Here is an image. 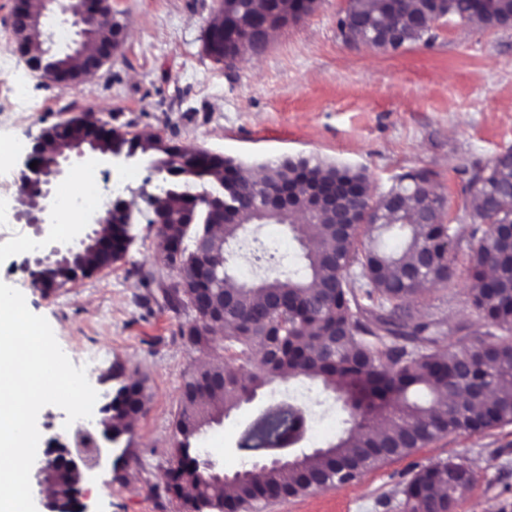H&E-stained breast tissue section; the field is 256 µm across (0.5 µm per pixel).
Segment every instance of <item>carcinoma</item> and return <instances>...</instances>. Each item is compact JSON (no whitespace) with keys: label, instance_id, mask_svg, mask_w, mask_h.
<instances>
[{"label":"carcinoma","instance_id":"cac0c4a2","mask_svg":"<svg viewBox=\"0 0 512 512\" xmlns=\"http://www.w3.org/2000/svg\"><path fill=\"white\" fill-rule=\"evenodd\" d=\"M315 0H223L205 33V51L217 63L234 60V47L253 41L267 26L285 27L314 10ZM448 16L478 20L487 28L512 22V0H348L337 26L349 43L389 48L431 39V26L417 27L420 17ZM19 45L42 38L26 18L13 21ZM77 59L61 55L30 67L51 81L70 72ZM75 140H88L103 153L148 155L167 174L165 185L148 200L165 219V253L161 262L178 270V279L160 288L164 305L181 314L198 303L195 319L182 323L178 335L200 350L214 349L213 333L224 332V355L201 366L182 384L177 441L165 491L184 499L193 512H257L258 504L278 497L307 494L314 487L347 482L389 461L412 454L451 434L482 433L512 423V162L496 156L469 172L464 185L470 217V301L486 330L465 331L445 351L435 349L444 336L441 322H413L403 317L407 302L437 282L455 277L448 254L458 238L445 223V198L430 188L432 173L415 169L400 174L374 202L366 174L320 160L282 159L252 179L232 158L204 149L182 148L159 138H143L106 124L71 122L52 125L31 147L28 158L39 164ZM51 144L45 149L44 144ZM202 190L192 192L194 185ZM335 184L342 191L348 224L339 227L327 211L292 228L299 242L320 240L321 249L303 248L301 261L282 267L272 279L240 281L229 266L228 246L253 224H292L290 210L267 213L260 198L294 191V205H307V190ZM224 201V211L210 210L206 195ZM103 217V228L67 257L34 270V284L54 288L90 276L121 259L130 241L124 206L116 200ZM220 229L217 235L214 229ZM385 233L399 238L393 251L375 244ZM206 241L199 251L195 238ZM361 269L357 277L354 269ZM272 291L288 295L284 310L266 306ZM224 302V324L211 327L210 309ZM307 376L332 390L351 409L352 424L337 441L303 454L288 467H251L233 484L207 478L193 443L205 426L217 422L275 378ZM124 367L113 366L118 381L109 404L101 407L103 434L114 439L127 432L123 422L145 409L139 381L124 383ZM474 385L488 389L482 398H451ZM271 412L245 437L252 450L271 439L284 423ZM475 473L463 462L448 460L425 466L403 486L405 512H454L457 496L469 489ZM56 495L70 499L78 476L61 462L54 478Z\"/></svg>","mask_w":512,"mask_h":512}]
</instances>
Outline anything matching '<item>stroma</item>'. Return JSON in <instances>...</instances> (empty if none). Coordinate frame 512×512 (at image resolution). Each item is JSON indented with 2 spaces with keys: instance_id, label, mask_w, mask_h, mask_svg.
<instances>
[{
  "instance_id": "obj_1",
  "label": "stroma",
  "mask_w": 512,
  "mask_h": 512,
  "mask_svg": "<svg viewBox=\"0 0 512 512\" xmlns=\"http://www.w3.org/2000/svg\"><path fill=\"white\" fill-rule=\"evenodd\" d=\"M14 6L15 0H0V144L14 148L0 162V178L8 182L0 188V208L11 207L43 129L89 109L111 126L203 148L249 171L285 156L361 170L375 198L395 175L427 169L459 233L457 274L451 286H430L409 301L410 314L479 329L466 271L471 242L463 172L512 148V26L448 17L434 24L429 42L382 53L343 41L336 22L347 0H316L311 13L276 31L263 53L244 54L230 69L204 51L220 0H112L123 42L93 82L61 87L33 72L17 50ZM17 83L27 84L30 107L13 104L9 90ZM86 167L106 179L127 176L120 198L133 203L128 250L89 278L47 293L28 287L23 295L33 313L60 327V347L74 366L85 367L99 403L113 396L108 374L117 362L143 382L148 400L130 438L112 442L92 426L101 459L79 484L78 499L87 512H186L164 490L181 387L213 354L179 338L181 316L138 304L149 290L135 267L164 285L177 278L161 263L156 229L146 222L147 200L164 175L146 158L116 167L88 158L56 182L55 194L72 192ZM288 404L306 408L310 418L311 431L298 444L303 451L334 442L350 425L335 392L305 377L276 380L203 428L195 447L226 474L250 468L255 454L240 447L247 430L265 411ZM450 458L477 475L454 512H476L484 503L492 512H512V424L437 439L357 482L272 501L262 512H403V482L417 467Z\"/></svg>"
}]
</instances>
